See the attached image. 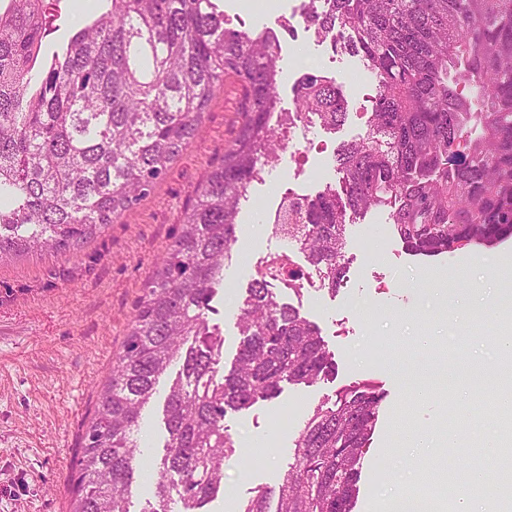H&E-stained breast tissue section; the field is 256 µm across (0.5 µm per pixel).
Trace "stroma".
I'll list each match as a JSON object with an SVG mask.
<instances>
[{
  "label": "stroma",
  "mask_w": 512,
  "mask_h": 512,
  "mask_svg": "<svg viewBox=\"0 0 512 512\" xmlns=\"http://www.w3.org/2000/svg\"><path fill=\"white\" fill-rule=\"evenodd\" d=\"M306 0H278L254 13L250 0H224L231 25L261 32L278 29L279 13ZM55 27L45 42L53 51L71 26L100 12V0H57ZM279 106L295 109L292 86L298 56L316 58L324 74L342 84L348 115L342 126H312L281 153L276 168L252 183L250 197L287 189L295 179L310 193L340 187L335 163L341 143L365 137L372 108L356 88L366 71L359 57L333 51L305 29L283 37L279 48ZM248 98L236 77L214 89L201 132L138 205L114 219L77 253L31 254L0 265V512H69L81 437L98 392L122 347L146 281L172 243L193 192L236 138ZM320 142L323 154L305 150ZM240 239L224 268V300L211 323L224 332V362L232 364L236 327L255 263L286 251L284 240L264 224L262 211L243 205ZM349 271L336 294L304 289L302 297L278 289L282 301L299 302L317 323L336 362V373L312 386L284 385L278 398L228 413L224 427L240 453L225 464L224 495L212 512H238L255 488L275 486L292 460L293 441L311 411L342 387L371 381L386 392L366 453L354 512H382L392 495H410L423 476L392 454L409 433L444 428L457 412L458 390L482 391L499 374L497 350L484 337L460 296L482 286L484 310L498 301L489 290L503 262L512 259V238L494 248L473 246L424 258L410 254L392 232L388 211L346 216ZM461 351L450 362L435 349Z\"/></svg>",
  "instance_id": "35a3bbf8"
}]
</instances>
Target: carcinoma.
Here are the masks:
<instances>
[{"instance_id":"1","label":"carcinoma","mask_w":512,"mask_h":512,"mask_svg":"<svg viewBox=\"0 0 512 512\" xmlns=\"http://www.w3.org/2000/svg\"><path fill=\"white\" fill-rule=\"evenodd\" d=\"M0 10V262L76 252L132 209L200 132L217 83L233 75L250 105L237 138L195 190L179 234L145 283L82 436L72 512H130L144 477L140 433L166 385L164 454L151 464L147 512H211L236 452L230 412L271 401L282 383L312 386L335 372L319 329L274 292L301 297L317 274L343 282L346 213L385 208L406 249L427 257L512 237V0H309L304 22L360 57L375 80L367 135L337 155L342 192L327 186L304 208L288 203L275 233L305 265L256 275L224 369V334L210 324L224 263L238 242L241 199L279 160L284 121L341 125L347 100L320 71L293 86L296 110L278 109L279 47L267 33L224 26L217 0H105L51 56V0H8ZM470 85V92L462 89ZM512 354L475 404L494 409L502 464L485 470L494 507L512 508ZM383 392L364 382L318 404L277 485L239 512H351L361 459ZM465 469L430 474L415 502L431 512L438 486Z\"/></svg>"}]
</instances>
